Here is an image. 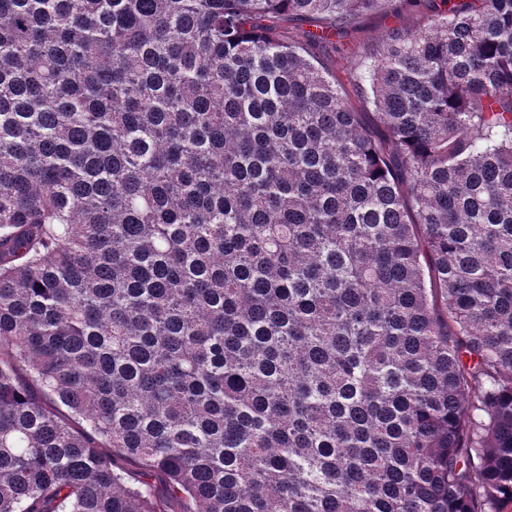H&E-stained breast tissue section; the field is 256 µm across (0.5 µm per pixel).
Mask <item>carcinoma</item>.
Segmentation results:
<instances>
[{
    "label": "carcinoma",
    "instance_id": "obj_1",
    "mask_svg": "<svg viewBox=\"0 0 512 512\" xmlns=\"http://www.w3.org/2000/svg\"><path fill=\"white\" fill-rule=\"evenodd\" d=\"M406 7L371 126L315 49ZM117 457L185 512L512 500V0H0V512H165ZM131 473L129 474V481L134 482V479L144 481L148 483L152 490L154 495L165 502V505L168 512H179L183 508V504L181 501L171 497L169 493V488L166 480L160 476L159 474L154 473H146L136 468L130 467Z\"/></svg>",
    "mask_w": 512,
    "mask_h": 512
}]
</instances>
